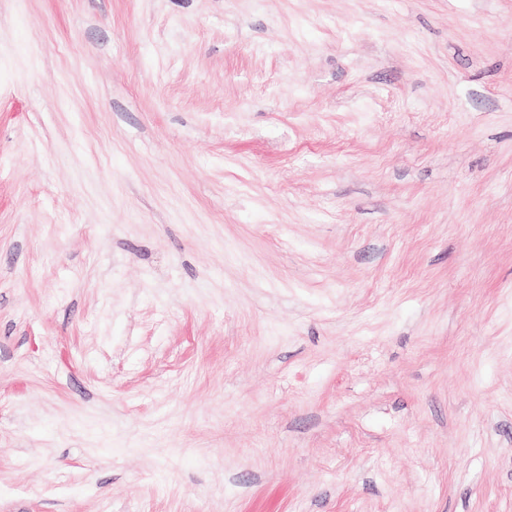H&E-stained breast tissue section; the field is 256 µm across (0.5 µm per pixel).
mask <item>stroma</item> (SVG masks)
<instances>
[{
	"label": "stroma",
	"mask_w": 512,
	"mask_h": 512,
	"mask_svg": "<svg viewBox=\"0 0 512 512\" xmlns=\"http://www.w3.org/2000/svg\"><path fill=\"white\" fill-rule=\"evenodd\" d=\"M0 512H512V0H0Z\"/></svg>",
	"instance_id": "stroma-1"
}]
</instances>
